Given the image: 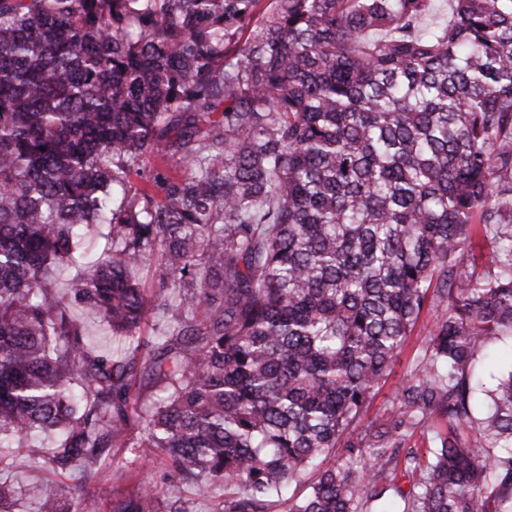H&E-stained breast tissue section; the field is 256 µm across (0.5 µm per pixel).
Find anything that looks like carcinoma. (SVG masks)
<instances>
[{"mask_svg": "<svg viewBox=\"0 0 512 512\" xmlns=\"http://www.w3.org/2000/svg\"><path fill=\"white\" fill-rule=\"evenodd\" d=\"M440 2L0 0V471L73 480L34 512H99L107 448L162 471L112 512H512V370L481 419L473 377L512 332V0ZM99 224L73 297L140 372L54 294ZM70 314L82 323L85 335L92 346L106 352L114 360L132 357L131 350L127 349L124 342L113 338L112 334L97 319L87 316L79 305H72ZM436 315L434 311H424L413 333L409 336L406 345L391 366L385 384H381L376 391L372 404L365 417V422L374 420L378 425L386 423L392 407V396L404 382L412 369L425 340L435 328Z\"/></svg>", "mask_w": 512, "mask_h": 512, "instance_id": "carcinoma-1", "label": "carcinoma"}]
</instances>
